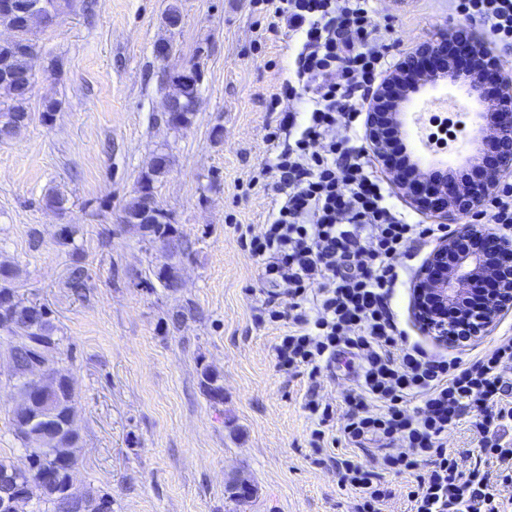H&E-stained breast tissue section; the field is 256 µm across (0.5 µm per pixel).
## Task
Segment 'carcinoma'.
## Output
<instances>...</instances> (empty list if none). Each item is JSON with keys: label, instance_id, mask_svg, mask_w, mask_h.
<instances>
[{"label": "carcinoma", "instance_id": "obj_1", "mask_svg": "<svg viewBox=\"0 0 512 512\" xmlns=\"http://www.w3.org/2000/svg\"><path fill=\"white\" fill-rule=\"evenodd\" d=\"M29 69L28 56L16 48L15 42L0 43V78L6 72L24 74ZM199 86L183 83V91L178 105L181 119L171 120L167 125L174 129L186 128L192 123L194 106L198 97ZM30 90L21 83H5L0 81V140H9L15 136L16 127H27L31 121L28 108ZM170 163L167 154H155L152 157L148 172L140 182L135 195L127 201L123 212L136 215L154 210V183L165 174ZM138 229L143 239L152 247L166 249L169 258L183 254L190 249V243L171 224L167 215L154 224H140ZM15 270L0 264V312H15L19 307L18 295L13 287ZM89 275L82 266L71 269L67 279V287L73 294L84 297ZM32 322L29 335L39 345H44L56 355H61L63 337L58 335V328L53 321L52 311L43 304H33L27 308ZM10 356L16 365L8 374L7 381L18 392L33 391L24 369L26 358L21 349L0 333V356ZM204 385L209 398L215 402L223 400L224 388L220 377L209 371L204 372ZM75 405V389L64 383L50 397L34 400L25 414L12 415V427L22 447V455L15 459L0 456V497L8 493L6 479L16 482L17 489L27 496L30 512H64L61 508V493L71 472L75 471L77 458L60 464L54 457L57 448L78 447L80 434L76 421L70 418V411ZM48 429L53 441L40 444L26 439L27 431Z\"/></svg>", "mask_w": 512, "mask_h": 512}]
</instances>
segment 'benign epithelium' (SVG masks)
<instances>
[{"label":"benign epithelium","mask_w":512,"mask_h":512,"mask_svg":"<svg viewBox=\"0 0 512 512\" xmlns=\"http://www.w3.org/2000/svg\"><path fill=\"white\" fill-rule=\"evenodd\" d=\"M0 15L15 19V24L7 26L12 40L20 30L29 34L34 26L48 27L53 21L42 0H0ZM458 40L456 33L442 32L415 50L403 52L395 70L374 90L372 107L366 116L369 143L386 163L395 184L406 191L416 207L446 221H456L462 215H479L490 200L488 187L494 179L512 172V77L501 73L495 51L477 35L466 39L470 53L484 59L491 76L484 79L475 72L463 82L469 95L486 111L494 113L495 136L501 145L497 168L490 171L483 184L461 190L446 180L430 184L408 179L391 160L385 132L389 124L401 122L402 108L409 98L398 96L397 91L406 87L417 69V60L438 59L449 43ZM488 277L494 281L486 285V303L479 311L472 315L457 310L456 305L471 288ZM414 306L423 331L440 341L450 342L454 336L464 341L482 335L503 311L512 309V242L496 238L477 224L456 225L451 234L440 240L423 266L414 291ZM26 371L34 388L43 395L53 392L59 378L66 375L60 362L41 349L31 355ZM87 499V489L70 477L66 490L68 507L82 508Z\"/></svg>","instance_id":"7a95c632"}]
</instances>
